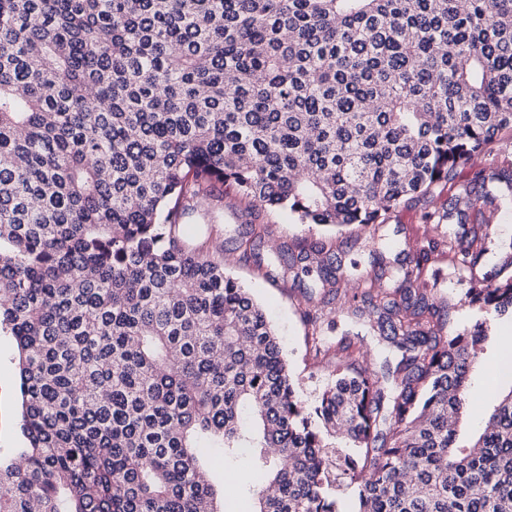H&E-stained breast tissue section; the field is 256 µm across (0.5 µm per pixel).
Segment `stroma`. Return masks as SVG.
Instances as JSON below:
<instances>
[{"mask_svg": "<svg viewBox=\"0 0 512 512\" xmlns=\"http://www.w3.org/2000/svg\"><path fill=\"white\" fill-rule=\"evenodd\" d=\"M448 190L437 189L398 209L387 223L390 246L385 256L392 267L404 266L417 248L429 238L447 232V225L432 226L422 221L424 212L447 206ZM191 224H218L224 229V253L231 256L228 272L250 289L255 300L266 310L285 347L292 381L299 395L314 400L330 383L336 368L335 356L314 358L311 351V328L304 318L306 289L312 278L297 282L284 277L277 252L283 245L294 244L305 238L311 242L333 241L337 261L335 267L349 281L350 289H357L372 272L371 257L363 234L357 226L333 230L320 226L295 223L287 212L249 206L228 195L202 211L187 218ZM263 224L267 232L256 248L254 258L244 260L236 255L235 240L250 225ZM426 279L429 298L454 300L452 313L455 325L474 321L476 309L462 304L461 299L470 286L468 274L449 264L446 256L434 255L427 264ZM20 390L17 350L12 337L0 334V453L10 455L24 447L21 431Z\"/></svg>", "mask_w": 512, "mask_h": 512, "instance_id": "1", "label": "stroma"}]
</instances>
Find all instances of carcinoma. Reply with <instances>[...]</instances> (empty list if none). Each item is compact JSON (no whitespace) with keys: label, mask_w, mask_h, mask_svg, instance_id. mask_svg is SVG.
<instances>
[{"label":"carcinoma","mask_w":512,"mask_h":512,"mask_svg":"<svg viewBox=\"0 0 512 512\" xmlns=\"http://www.w3.org/2000/svg\"><path fill=\"white\" fill-rule=\"evenodd\" d=\"M512 133V0H0V333L14 338L26 446L0 457V512H224L201 459L248 455L252 512H512V389L469 445L458 427L512 262L485 312L421 287L429 252L473 270L486 235L431 239L400 287L361 292L385 353L308 404L279 338L224 271L222 186L299 224L390 214ZM512 207L480 168L426 224ZM332 246L283 260L333 298Z\"/></svg>","instance_id":"carcinoma-1"}]
</instances>
